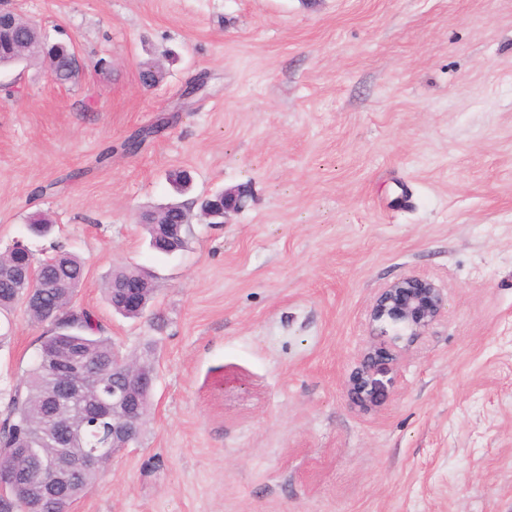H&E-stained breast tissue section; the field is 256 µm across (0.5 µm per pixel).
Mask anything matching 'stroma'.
Wrapping results in <instances>:
<instances>
[{
    "label": "stroma",
    "instance_id": "1",
    "mask_svg": "<svg viewBox=\"0 0 512 512\" xmlns=\"http://www.w3.org/2000/svg\"><path fill=\"white\" fill-rule=\"evenodd\" d=\"M8 6L80 70H0V252L76 253L77 306L158 355L139 444L68 512H512V0ZM181 170L251 197L164 256L140 219ZM36 211L54 236H29ZM119 268L154 276L143 317L104 298ZM408 275L447 305L361 409L371 306ZM0 331L2 389L45 328L18 309ZM71 50L72 52H70L69 48L64 46L51 47L50 49V52L54 53L55 57L58 59V70L56 73L59 81L62 83L70 82L78 75V71L73 68V66H76L77 58L73 46H71ZM69 55L71 56L73 66L70 63Z\"/></svg>",
    "mask_w": 512,
    "mask_h": 512
}]
</instances>
